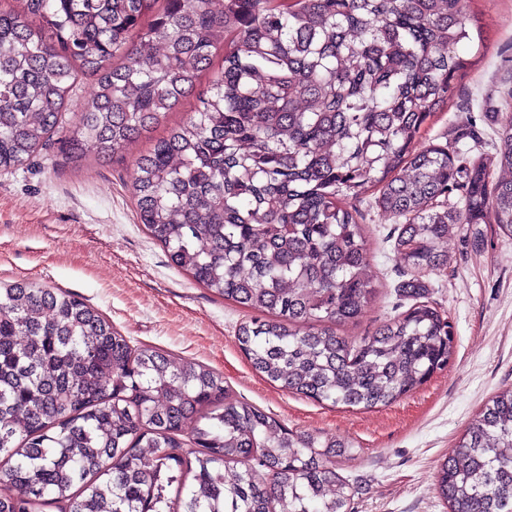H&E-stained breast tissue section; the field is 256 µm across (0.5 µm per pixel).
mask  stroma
<instances>
[{"instance_id":"35a3bbf8","label":"stroma","mask_w":512,"mask_h":512,"mask_svg":"<svg viewBox=\"0 0 512 512\" xmlns=\"http://www.w3.org/2000/svg\"><path fill=\"white\" fill-rule=\"evenodd\" d=\"M483 26L482 41L460 47L470 65L456 97L434 113L420 145L449 141L489 152L512 82V0H466ZM203 72L192 94L127 151L104 159H65L57 145L23 167L0 171V281L26 280L71 292L98 310L135 347H158L223 375L233 398L252 403L289 429L352 441L340 461L352 512H448L436 490L441 461L490 397L512 386V236L492 224H467L448 237L447 270L424 277L430 301L451 318L456 356L386 407L352 411L320 404L266 381L241 352L236 332L254 318L175 267L166 249L140 224L132 195L133 161L154 140L185 122L220 68ZM368 244L375 301L351 339L406 311L398 285L408 281L393 242L398 222L381 214L373 195L358 202Z\"/></svg>"}]
</instances>
